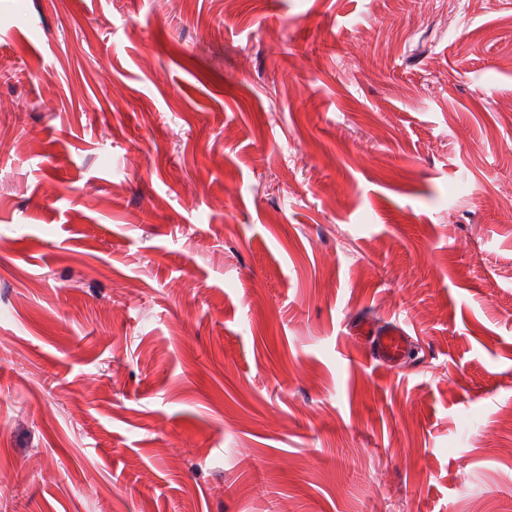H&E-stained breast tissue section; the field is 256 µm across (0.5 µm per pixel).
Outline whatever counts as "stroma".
<instances>
[{
    "mask_svg": "<svg viewBox=\"0 0 512 512\" xmlns=\"http://www.w3.org/2000/svg\"><path fill=\"white\" fill-rule=\"evenodd\" d=\"M224 2L0 0V512H512V0ZM361 335L367 342L374 360L393 366L399 365L403 360L407 340L399 326H388L381 331Z\"/></svg>",
    "mask_w": 512,
    "mask_h": 512,
    "instance_id": "stroma-1",
    "label": "stroma"
}]
</instances>
